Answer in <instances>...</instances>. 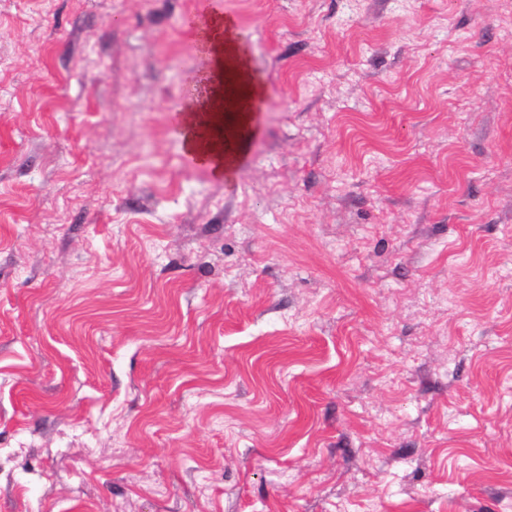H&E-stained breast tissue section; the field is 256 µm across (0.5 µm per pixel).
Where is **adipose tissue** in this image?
Segmentation results:
<instances>
[{"mask_svg": "<svg viewBox=\"0 0 512 512\" xmlns=\"http://www.w3.org/2000/svg\"><path fill=\"white\" fill-rule=\"evenodd\" d=\"M204 47L213 61L210 71L214 81L207 95L187 103L180 138L184 148L197 154L201 166L217 177L233 172L234 155L240 153L239 140H223L224 114L217 106L224 99L226 73H233L237 83V95L243 106L236 115L238 129H246L253 119L252 107L263 95V86L253 72L246 51L232 37V27L217 21L203 35Z\"/></svg>", "mask_w": 512, "mask_h": 512, "instance_id": "1", "label": "adipose tissue"}]
</instances>
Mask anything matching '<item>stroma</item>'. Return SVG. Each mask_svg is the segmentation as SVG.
<instances>
[{"label":"stroma","mask_w":512,"mask_h":512,"mask_svg":"<svg viewBox=\"0 0 512 512\" xmlns=\"http://www.w3.org/2000/svg\"><path fill=\"white\" fill-rule=\"evenodd\" d=\"M194 5L0 0V512H512V0H214L222 179ZM191 17L193 24L186 25ZM180 21V27L191 37L202 28L213 24L219 18L214 15L203 1L190 11V15ZM204 47L213 61L210 76L214 81L207 95L200 100L187 103L183 112L173 111V121L182 125L180 138L184 148L198 155V164L210 171L215 177L228 176L233 172L235 163L232 158L240 153L241 131L248 128L253 119L252 107L262 98L263 86L253 72L246 51L238 46L232 37L230 23L219 19L213 27L202 34ZM231 71L238 83L237 96L243 102L241 111L236 114L237 127L240 130L234 139L222 141L224 131V113L212 112L224 101L225 73ZM223 126V127H222Z\"/></svg>","instance_id":"1"}]
</instances>
